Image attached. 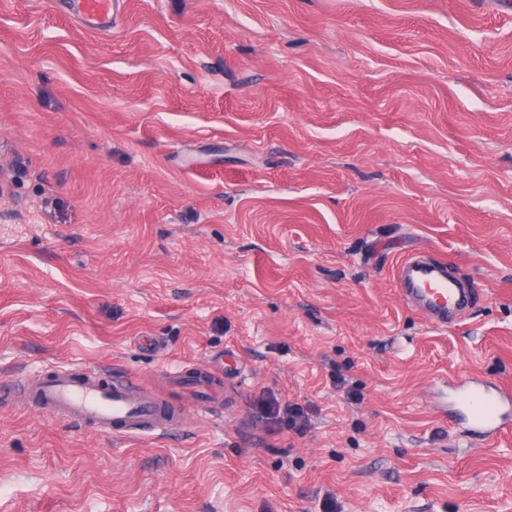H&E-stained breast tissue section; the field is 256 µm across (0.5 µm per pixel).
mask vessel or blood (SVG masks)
<instances>
[{
	"instance_id": "vessel-or-blood-1",
	"label": "vessel or blood",
	"mask_w": 512,
	"mask_h": 512,
	"mask_svg": "<svg viewBox=\"0 0 512 512\" xmlns=\"http://www.w3.org/2000/svg\"><path fill=\"white\" fill-rule=\"evenodd\" d=\"M73 7L86 25L99 32L111 31L116 22V0H74ZM397 275L406 303L426 312L430 322L440 327L461 315L475 295L474 286L460 285L441 263L422 254L404 258ZM170 379L199 406L217 398L209 384L196 380L188 370L171 371ZM20 385L26 405L115 435L165 433L181 420L180 410L162 395L144 392L132 378L112 377L98 367L58 366L21 380ZM448 386L455 404L464 410L471 434L492 437L512 425V386L491 385L473 374L449 378Z\"/></svg>"
}]
</instances>
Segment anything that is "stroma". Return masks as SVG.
<instances>
[{
    "mask_svg": "<svg viewBox=\"0 0 512 512\" xmlns=\"http://www.w3.org/2000/svg\"><path fill=\"white\" fill-rule=\"evenodd\" d=\"M120 11L0 0V384L96 365L189 417L0 395V512H512V428L466 437L443 387L512 385V0ZM411 253L473 282L458 325L406 306ZM117 0H75L73 8L79 18L100 33L110 32L116 22ZM186 368L169 372L173 386L191 395L201 407L208 406L217 399V392L207 383L196 380Z\"/></svg>",
    "mask_w": 512,
    "mask_h": 512,
    "instance_id": "obj_1",
    "label": "stroma"
}]
</instances>
